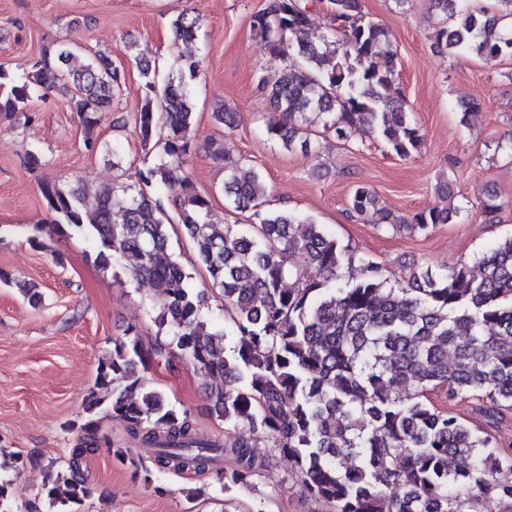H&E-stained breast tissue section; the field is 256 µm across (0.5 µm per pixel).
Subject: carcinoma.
Segmentation results:
<instances>
[{
  "label": "carcinoma",
  "instance_id": "1",
  "mask_svg": "<svg viewBox=\"0 0 512 512\" xmlns=\"http://www.w3.org/2000/svg\"><path fill=\"white\" fill-rule=\"evenodd\" d=\"M430 4L438 50L486 61L512 56V0ZM326 9L327 30L319 33L303 0H268L251 16V31L282 64L276 82L255 78L256 92L280 112L267 134L291 151L297 143L308 149L312 127L344 141L367 133L396 156L411 157L422 134L395 88L398 52L388 30L365 18L361 0H327ZM199 29V19L186 13L172 20L180 52L163 86L149 63L140 64L146 81L139 137L154 161L139 182L93 196L47 183L42 196L53 224L100 246L102 266L128 259L132 278L151 285L164 334L149 355L184 358L201 377L220 380L210 411L233 436L222 444L196 436L188 413L144 377L132 326L99 360L68 469L47 472L50 504L68 512L91 496L79 466L98 446L90 427L104 410L156 448L158 470H213L228 497L264 470L253 448L266 439L292 460L306 495L329 512H512V451L451 412V402L469 396L489 426L512 412V237L486 252L476 272L465 262L443 273L426 268L403 285L363 261L360 275L348 280L347 250L319 224L262 210L260 175L215 145L211 155L224 163L229 205L253 218L217 231L209 197L193 190L186 170ZM123 78L110 55L60 45L27 73L0 70V86L10 85L0 94V115L29 112L63 85L90 129L112 111ZM171 193L179 196L178 220L198 261L232 312L227 329L209 321L206 294L169 246L162 199ZM350 205L373 224L424 233L460 211L434 207L398 218L364 185L352 190ZM297 254L306 268L293 263ZM438 391L445 392L440 404L430 398Z\"/></svg>",
  "mask_w": 512,
  "mask_h": 512
}]
</instances>
